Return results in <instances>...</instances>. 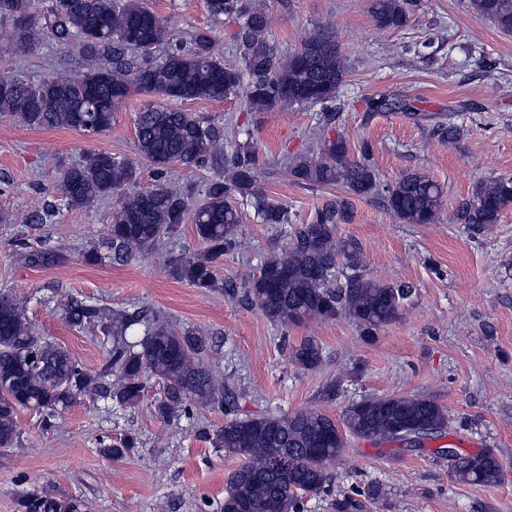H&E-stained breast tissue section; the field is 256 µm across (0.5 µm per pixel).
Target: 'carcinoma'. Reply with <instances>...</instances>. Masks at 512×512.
<instances>
[{"label": "carcinoma", "mask_w": 512, "mask_h": 512, "mask_svg": "<svg viewBox=\"0 0 512 512\" xmlns=\"http://www.w3.org/2000/svg\"><path fill=\"white\" fill-rule=\"evenodd\" d=\"M31 0H0V24H12L13 50L24 54L48 37L56 43L80 45L85 71L77 78L52 77L31 84L0 72V115L15 116L34 129L85 130L83 120L97 132L112 125V112L132 90L149 97L181 101H221L236 93L248 75L247 100L257 110L299 104H332L346 75L345 59L336 33L321 28L306 36L300 49L278 55L266 38L264 10L247 0H206L216 21L239 17L238 37L245 48V70L224 63L209 30L190 34L189 42L167 46L169 31L144 0H50L38 16H28ZM473 10L500 30L512 32V0H471ZM410 0H373L371 12L380 29L406 26ZM131 47L137 58L128 57ZM105 57L109 65L102 66ZM318 125L319 156L290 166L301 184H340L356 196L381 194L387 210L402 224H431L443 204L439 184L418 170H408L392 185H383L364 159L349 158L345 141ZM138 159H118L107 152H88L59 171L58 186L71 209L115 198L107 236L84 254L85 262L121 263L151 252L161 240L179 231L191 215L203 250L169 258L168 276L201 292L224 288L215 262L236 245L241 223L232 195L255 199L263 224L288 223V211L266 198L258 182L256 153L237 152L224 177L207 183L199 200L166 177L172 165L202 166L219 150L216 130L190 112L157 103L136 115ZM155 168L154 183L138 186V160ZM512 204V180L478 183L459 220L474 233L499 223ZM348 204L330 206L311 224L298 225L286 249L268 257L244 285L247 299L271 321L284 327L307 321L345 318L371 341L394 321L403 304L415 294L410 282H384L363 274L356 244L340 236L348 221ZM30 267H51L61 256L47 249L22 254ZM347 271L336 280V265ZM68 323L93 327L112 339L103 372L86 370L64 347L34 336L24 305L0 294V448L17 444V416L35 411L49 419L80 396L104 395L126 407L140 403L144 377L163 384L155 403L157 415L168 420L189 415L195 408H217L224 425L215 431L216 447L239 455L244 463L227 480L223 512H305V498L329 494L328 466L340 458L347 437L381 444L402 439L411 431L417 443L448 426V412L427 396H370L349 404L339 419L319 409L291 415L238 414V398L206 359L211 338L200 330H177L157 316L136 344L126 341L135 319L123 311L87 304L75 296L62 300ZM289 360L308 371L323 362L321 342L308 336L291 346ZM455 480L483 487L500 483L503 467L490 450L466 452L457 448L448 459ZM387 496L380 485L354 489L334 502L336 512H362L365 502ZM24 512H86L78 498L50 491L25 492Z\"/></svg>", "instance_id": "obj_1"}]
</instances>
